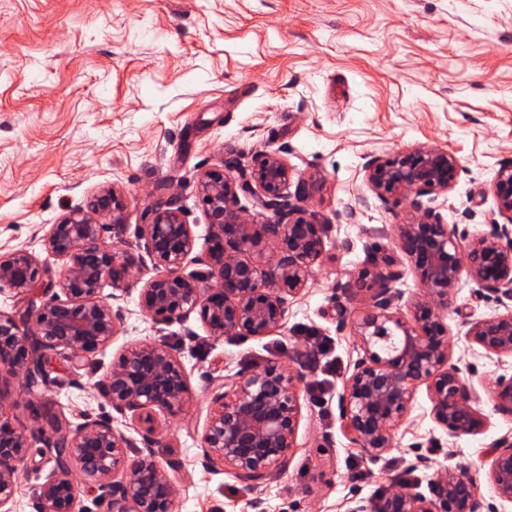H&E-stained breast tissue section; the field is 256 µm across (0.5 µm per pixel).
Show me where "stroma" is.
<instances>
[{
    "instance_id": "stroma-1",
    "label": "stroma",
    "mask_w": 512,
    "mask_h": 512,
    "mask_svg": "<svg viewBox=\"0 0 512 512\" xmlns=\"http://www.w3.org/2000/svg\"><path fill=\"white\" fill-rule=\"evenodd\" d=\"M412 146L456 154L455 188L430 205L463 243L489 232L500 219L490 183L512 162V0H0V253L44 256L49 226L113 184L126 206L108 245L131 249L167 187L204 255L200 176L227 161L251 169L261 152L307 180L306 207L327 222L325 258L289 298L284 326L263 338H213L195 313L155 323L141 298L148 261L127 285L105 286L120 321L111 344L79 361L49 355L40 393L21 378L0 388V413L30 442L12 512H42L50 423L88 418L110 419L130 457L152 454L175 477L171 512H347L403 487L427 492L438 471L458 467L481 512H512L485 463L512 437V413L491 397L512 356L467 337L468 322L502 311L471 278L441 315L452 361L481 395V429L448 435L423 387L378 459L342 427L344 382L361 353L340 310L363 303L345 283L371 253L396 254L407 219L406 205L371 197L364 165ZM157 340L175 349L192 397L178 416L155 414L149 430L113 408L100 383L124 347ZM271 360L303 374L301 418L287 468L248 491L207 463L202 436L225 376Z\"/></svg>"
}]
</instances>
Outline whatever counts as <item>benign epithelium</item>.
Instances as JSON below:
<instances>
[{
    "instance_id": "7a95c632",
    "label": "benign epithelium",
    "mask_w": 512,
    "mask_h": 512,
    "mask_svg": "<svg viewBox=\"0 0 512 512\" xmlns=\"http://www.w3.org/2000/svg\"><path fill=\"white\" fill-rule=\"evenodd\" d=\"M370 191L382 202L408 204L409 221L398 225L402 264L386 256L350 275L349 285L366 298L363 308L341 311L342 324L363 352L345 382L343 425L366 456L377 459L392 446L394 432L424 386L434 421L453 436L482 426L475 404L477 389L451 363L448 325L434 304L467 275L496 295L507 312L470 323L468 338L486 352L512 354V163L496 171L492 192L505 223L462 246L451 225L425 205L422 197L450 192L462 171L460 159L443 148L414 147L372 157L364 166ZM292 178L288 162L276 153L255 158L250 173L233 167L206 172L199 200L211 224V246L194 256V236L179 198L158 201L149 221L137 227V252L115 251L104 241L107 225L121 222L123 202L115 187L99 188L87 207L70 210L44 238L50 253L65 261L58 277L32 253L0 254V291L18 294L38 285L55 289L31 308L26 321L0 311V386L22 375L42 374L44 357L64 351L82 358L108 346L118 331V315L101 298L105 285L121 287L131 270L148 257L154 276L146 282L143 307L158 324L199 315L209 334L271 335L283 325L288 297L304 289L313 265L325 253L324 229L304 203L307 182ZM246 195L254 208L271 210L274 220L250 224ZM271 247L275 260L263 269L248 253ZM418 280L424 299L414 314L401 312L396 283L407 273ZM301 375L277 361L241 372L211 399L203 453L213 467L232 473L248 490L279 475L301 415ZM102 390L118 410L151 420L159 411L180 414L191 391L174 349L163 342H136L119 353ZM495 407L512 412V377L499 378ZM53 467L39 487L45 512H74L78 499L106 491L110 512H169L175 484L153 456H128L126 437L107 419H85L75 428L53 432ZM29 441L0 414V512L16 492V475ZM490 482L498 496L512 502V439L495 443L488 459ZM351 512H480L468 470L448 469L430 483V495L389 491Z\"/></svg>"
}]
</instances>
